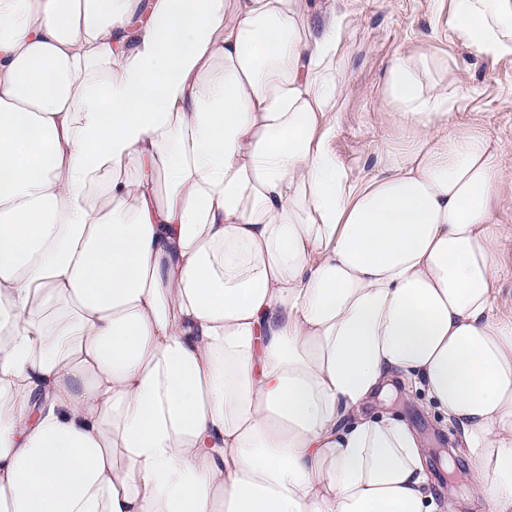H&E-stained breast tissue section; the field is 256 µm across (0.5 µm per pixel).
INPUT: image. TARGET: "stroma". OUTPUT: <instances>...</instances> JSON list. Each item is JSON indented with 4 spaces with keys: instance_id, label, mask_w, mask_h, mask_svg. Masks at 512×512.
<instances>
[{
    "instance_id": "stroma-1",
    "label": "stroma",
    "mask_w": 512,
    "mask_h": 512,
    "mask_svg": "<svg viewBox=\"0 0 512 512\" xmlns=\"http://www.w3.org/2000/svg\"><path fill=\"white\" fill-rule=\"evenodd\" d=\"M308 5L315 25L331 9L345 17L340 58L346 81L331 148L351 179L373 173L374 150L383 137L400 139L381 119L387 70L400 51L422 46L447 62L441 75L460 100L462 121L481 122L512 170V55L487 57L458 42L448 26L451 0H308Z\"/></svg>"
}]
</instances>
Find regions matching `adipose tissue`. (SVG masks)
<instances>
[{"label": "adipose tissue", "instance_id": "obj_1", "mask_svg": "<svg viewBox=\"0 0 512 512\" xmlns=\"http://www.w3.org/2000/svg\"><path fill=\"white\" fill-rule=\"evenodd\" d=\"M512 54V0H452ZM338 14L0 0V512H459L374 397L422 392L512 512L507 170L425 50L350 180ZM500 272L497 280L499 293L495 304L499 314H512V239H502L498 243Z\"/></svg>", "mask_w": 512, "mask_h": 512}]
</instances>
